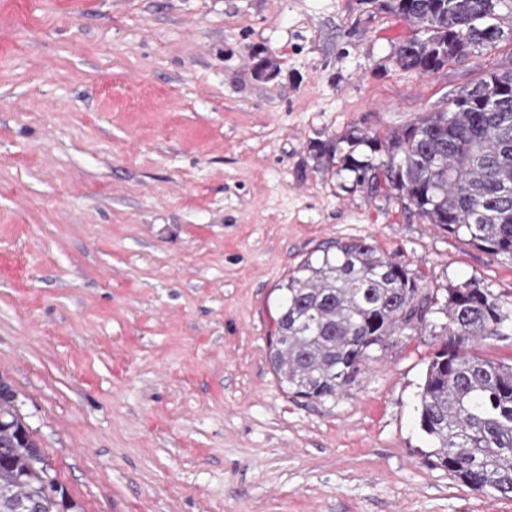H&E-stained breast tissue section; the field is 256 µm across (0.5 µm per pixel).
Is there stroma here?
I'll return each mask as SVG.
<instances>
[{
	"label": "stroma",
	"mask_w": 512,
	"mask_h": 512,
	"mask_svg": "<svg viewBox=\"0 0 512 512\" xmlns=\"http://www.w3.org/2000/svg\"><path fill=\"white\" fill-rule=\"evenodd\" d=\"M384 0H0V376L80 512H512L428 464L440 307L512 301V256L341 168L512 41L430 74ZM273 78L254 73L257 51ZM365 238L417 272L425 327L336 399L283 391L280 287Z\"/></svg>",
	"instance_id": "obj_1"
}]
</instances>
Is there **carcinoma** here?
Here are the masks:
<instances>
[{
    "instance_id": "carcinoma-1",
    "label": "carcinoma",
    "mask_w": 512,
    "mask_h": 512,
    "mask_svg": "<svg viewBox=\"0 0 512 512\" xmlns=\"http://www.w3.org/2000/svg\"><path fill=\"white\" fill-rule=\"evenodd\" d=\"M512 0H386L418 33L396 48L392 63L436 72L505 39L498 9ZM364 145L388 160L342 157L353 184L386 183L430 224L464 232L475 245L512 256V68L487 71L386 143ZM429 300L417 278L365 239L336 242L308 258L282 288L269 360L287 392L327 400L360 372L394 335L426 323ZM446 342L431 358L419 398L422 431L440 466L472 490L512 498V363L483 358L469 343L512 325V309L464 283L443 306ZM71 507L63 486L24 421L17 393L0 378V512H60Z\"/></svg>"
}]
</instances>
